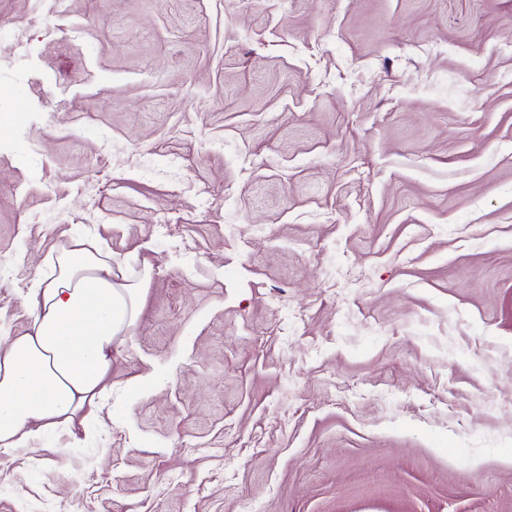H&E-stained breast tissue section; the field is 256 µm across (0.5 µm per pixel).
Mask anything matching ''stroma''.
Wrapping results in <instances>:
<instances>
[{
	"label": "stroma",
	"instance_id": "obj_1",
	"mask_svg": "<svg viewBox=\"0 0 512 512\" xmlns=\"http://www.w3.org/2000/svg\"><path fill=\"white\" fill-rule=\"evenodd\" d=\"M0 338L147 271L112 425L0 512H512V0H0Z\"/></svg>",
	"mask_w": 512,
	"mask_h": 512
}]
</instances>
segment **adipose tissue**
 Instances as JSON below:
<instances>
[{
    "mask_svg": "<svg viewBox=\"0 0 512 512\" xmlns=\"http://www.w3.org/2000/svg\"><path fill=\"white\" fill-rule=\"evenodd\" d=\"M143 294L96 241L73 238L49 256L25 333L0 339V454L76 425L106 420L112 350L137 320Z\"/></svg>",
    "mask_w": 512,
    "mask_h": 512,
    "instance_id": "adipose-tissue-1",
    "label": "adipose tissue"
}]
</instances>
